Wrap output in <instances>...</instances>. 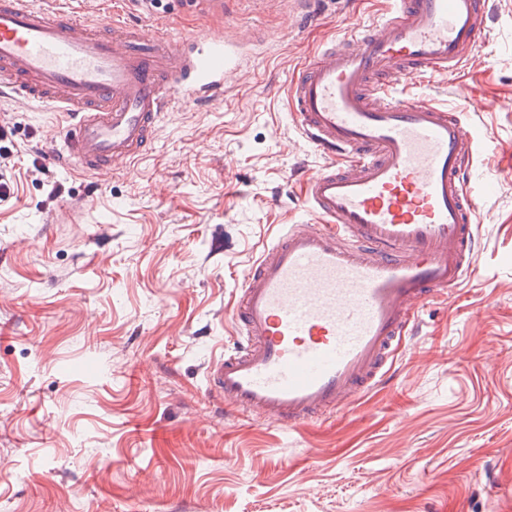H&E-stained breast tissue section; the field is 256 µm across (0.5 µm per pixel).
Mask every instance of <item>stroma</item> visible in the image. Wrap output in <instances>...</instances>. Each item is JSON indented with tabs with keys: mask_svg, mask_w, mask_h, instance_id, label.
<instances>
[{
	"mask_svg": "<svg viewBox=\"0 0 512 512\" xmlns=\"http://www.w3.org/2000/svg\"><path fill=\"white\" fill-rule=\"evenodd\" d=\"M63 3L182 49L223 34L236 65L106 175L50 160L61 113L0 97V512H512V0L459 76L393 84L473 130L476 271L420 308L383 383L292 431L225 413L206 372L244 271L319 221L305 183L328 160L292 76L386 0Z\"/></svg>",
	"mask_w": 512,
	"mask_h": 512,
	"instance_id": "1",
	"label": "stroma"
}]
</instances>
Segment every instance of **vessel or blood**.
<instances>
[{"instance_id": "1", "label": "vessel or blood", "mask_w": 512, "mask_h": 512, "mask_svg": "<svg viewBox=\"0 0 512 512\" xmlns=\"http://www.w3.org/2000/svg\"><path fill=\"white\" fill-rule=\"evenodd\" d=\"M488 4L390 0L293 79L304 136L342 165L306 182L321 223L295 225L243 275L244 341L207 372L227 409L288 429L341 410L384 380L422 303L474 272L469 126L390 87L458 71L482 42ZM230 62L220 35L185 55L119 20L0 0V94L66 112L53 155L88 172L143 154L176 102L223 93Z\"/></svg>"}]
</instances>
